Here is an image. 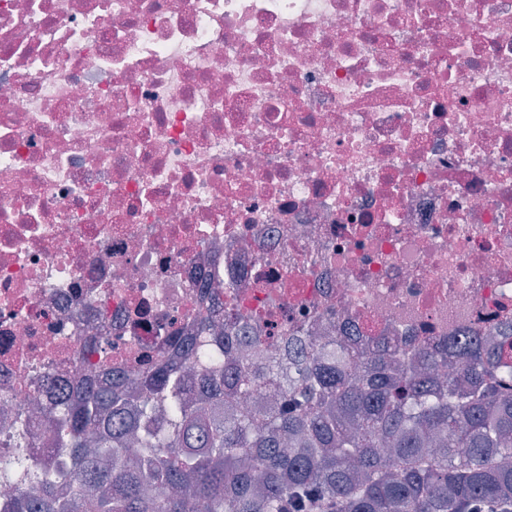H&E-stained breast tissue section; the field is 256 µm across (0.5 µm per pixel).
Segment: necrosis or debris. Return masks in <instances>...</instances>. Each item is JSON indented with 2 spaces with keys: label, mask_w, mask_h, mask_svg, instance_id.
I'll list each match as a JSON object with an SVG mask.
<instances>
[{
  "label": "necrosis or debris",
  "mask_w": 512,
  "mask_h": 512,
  "mask_svg": "<svg viewBox=\"0 0 512 512\" xmlns=\"http://www.w3.org/2000/svg\"><path fill=\"white\" fill-rule=\"evenodd\" d=\"M204 318L512 334V0H0V457Z\"/></svg>",
  "instance_id": "4bbe7bcc"
}]
</instances>
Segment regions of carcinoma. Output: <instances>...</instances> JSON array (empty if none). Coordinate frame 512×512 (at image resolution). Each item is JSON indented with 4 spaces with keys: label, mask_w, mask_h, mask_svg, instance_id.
<instances>
[{
    "label": "carcinoma",
    "mask_w": 512,
    "mask_h": 512,
    "mask_svg": "<svg viewBox=\"0 0 512 512\" xmlns=\"http://www.w3.org/2000/svg\"><path fill=\"white\" fill-rule=\"evenodd\" d=\"M241 332L73 396L70 468L14 456L13 512H512V340L375 355L286 334L249 372L263 337Z\"/></svg>",
    "instance_id": "1"
}]
</instances>
